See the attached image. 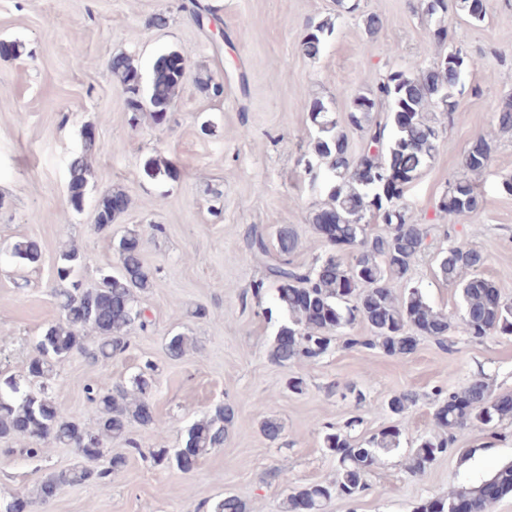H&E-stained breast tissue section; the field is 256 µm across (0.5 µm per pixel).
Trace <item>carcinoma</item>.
Here are the masks:
<instances>
[{"instance_id": "1", "label": "carcinoma", "mask_w": 512, "mask_h": 512, "mask_svg": "<svg viewBox=\"0 0 512 512\" xmlns=\"http://www.w3.org/2000/svg\"><path fill=\"white\" fill-rule=\"evenodd\" d=\"M425 15L436 30L448 33V0H422ZM187 11L197 26L203 28L214 19L211 8L198 0H185ZM334 25L326 20L306 32L302 48L315 58L321 52L325 36ZM480 63L460 54L448 52L424 71L392 69L379 81L373 95L355 96L341 119L320 100L306 104L316 128L314 157L325 164L333 176L328 202L313 211L311 224L323 236L328 224L334 226L336 248L349 247L350 262L329 252L309 266H296L288 259L299 244L298 234L289 224L278 230L277 247H269L263 232L253 229L247 246L263 267L265 277L252 284L254 295L261 296L266 281L277 284L276 299L288 312V323L275 336L270 356L282 367L297 362L315 363L332 348L333 333L360 321L370 330L368 336H348V349L379 350L388 356L412 353L416 332L432 336L444 350H452L449 339L452 324L448 315L434 309L420 289L409 283V274L425 250L427 230L417 223L404 197L393 198L384 189L377 174L386 172L409 184L435 157L443 129L429 117V109L445 114L448 124L455 122L459 102L455 90L462 85L469 69ZM127 94L126 106L130 126L139 124L149 113L156 125L169 119L186 78L181 54L175 50L160 55L154 62L148 88L131 57L123 55L109 64ZM388 106L386 117L374 116L377 105ZM360 132L361 151H348V137L343 126ZM498 130L512 134V95L504 98L497 115ZM97 144L89 141L73 157L69 167L68 204L79 213L87 194L88 157ZM492 141L478 138L465 159L466 174L448 184L437 203V210L452 225L460 217L472 224L482 223L483 200L478 184L471 175H479L491 164ZM152 179L177 177L175 169L164 161L150 157L144 164ZM129 206L128 196L117 190L103 193L96 200L95 223L99 230H109ZM379 219L384 227L377 233L368 230L369 220ZM448 238V247L439 251L435 261L442 280L460 289V332L473 340L489 336H512V303L496 304L492 296L496 286L479 274L485 256L474 247H463ZM118 259L115 269L99 271L97 284L85 288L78 272L84 256L73 245L59 252L56 275L61 287L54 292L61 319L48 325L37 340L28 366L29 376L39 382L38 389L20 393L12 379L0 382V438L26 443L27 453L38 454L58 445L73 449L79 462L70 468L47 474L31 491L15 496L3 504L0 512H31L36 504L46 505L71 486L95 480L112 479L125 466L123 457L111 459L110 466L95 470L89 463L103 457L106 442L126 437L132 424L152 427L155 416L150 410L155 391L154 367L145 363L131 380V386L100 380L86 387V399L95 414L91 425L81 423L56 402L53 395V372L56 362L78 352L94 363L106 362L124 353L135 328L149 325L145 311L138 305V294L153 285V273L145 264L140 238L124 235L113 242ZM10 257L21 266H33L42 259L39 243L31 238L15 240ZM97 341L89 344L87 333ZM292 340L283 342L285 335ZM196 348L195 342L182 334L171 336L167 354L182 358ZM417 404L409 391L393 393L385 402V411L397 417L400 425L357 442L351 432L361 424L358 415L350 416L344 428L326 427L322 443L336 456V483H314L294 489L287 497L285 512H324L332 497L357 499L368 489V476L382 454L397 450L401 443L406 413ZM235 416L230 404L218 403L202 419L187 429L184 448H156L151 451L158 462H171L178 470L189 473L203 457L224 447L227 428ZM512 420V396H496L484 377L477 376L461 391L438 394L434 407L437 431L420 438L410 450L407 469L422 475L447 450L455 445L466 429ZM496 487V497H488L485 484H462L448 496L420 503L415 512H454L455 505L468 506L469 512H487L495 499L512 493V462L498 468L489 478ZM212 512H246L245 503L234 495L218 501Z\"/></svg>"}]
</instances>
